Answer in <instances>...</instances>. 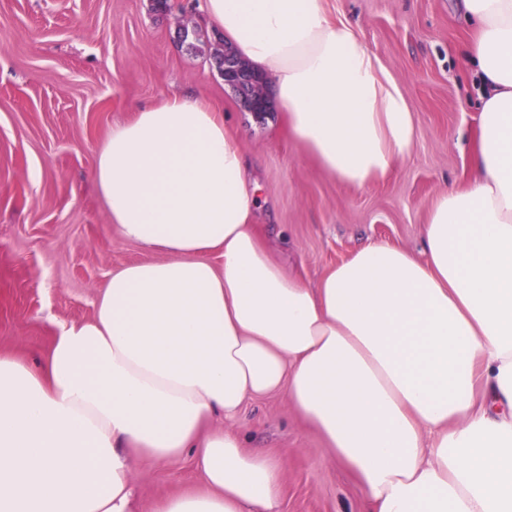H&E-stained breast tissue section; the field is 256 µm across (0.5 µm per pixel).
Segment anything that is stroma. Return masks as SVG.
Instances as JSON below:
<instances>
[{
    "mask_svg": "<svg viewBox=\"0 0 512 512\" xmlns=\"http://www.w3.org/2000/svg\"><path fill=\"white\" fill-rule=\"evenodd\" d=\"M204 0H0V353L40 368L60 325L95 314L113 271L163 254L120 238L92 179L113 124L133 108L193 94L244 134L258 223L281 225L278 256L315 284L372 241L413 252L438 193L465 182L479 120V85L464 53L469 25L450 0H330L405 89L416 147L382 181L343 184L300 150L276 112L256 120L178 33L217 42ZM233 428L250 451L282 456L283 512H365L321 438L286 398L248 402ZM139 512L197 488L190 457L131 462Z\"/></svg>",
    "mask_w": 512,
    "mask_h": 512,
    "instance_id": "stroma-1",
    "label": "stroma"
}]
</instances>
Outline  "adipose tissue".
I'll return each mask as SVG.
<instances>
[{"label":"adipose tissue","mask_w":512,"mask_h":512,"mask_svg":"<svg viewBox=\"0 0 512 512\" xmlns=\"http://www.w3.org/2000/svg\"><path fill=\"white\" fill-rule=\"evenodd\" d=\"M458 8L480 119L421 255L371 242L306 285L256 221L224 113L174 94L113 125L96 185L120 236L166 256L114 271L39 369L0 355V512H133V454L191 455L204 483L152 512H282L280 459L208 425L273 395L369 512H512V0ZM204 13L331 176L362 188L411 156L405 90L327 0H206Z\"/></svg>","instance_id":"ef3b65f1"}]
</instances>
